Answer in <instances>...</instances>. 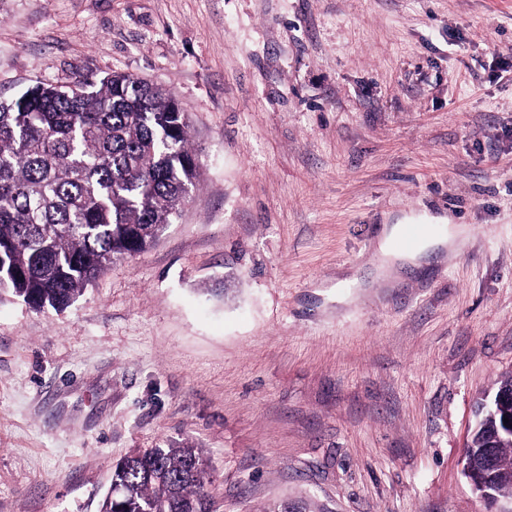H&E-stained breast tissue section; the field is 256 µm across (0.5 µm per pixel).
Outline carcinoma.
Returning <instances> with one entry per match:
<instances>
[{
    "label": "carcinoma",
    "instance_id": "carcinoma-1",
    "mask_svg": "<svg viewBox=\"0 0 512 512\" xmlns=\"http://www.w3.org/2000/svg\"><path fill=\"white\" fill-rule=\"evenodd\" d=\"M85 94L40 84L0 108V290L34 309H64L116 259L153 245L199 177L188 124L171 95L131 75ZM498 420L488 403L466 460L476 463ZM487 481L512 497V440ZM196 448H153L112 470L101 512H214Z\"/></svg>",
    "mask_w": 512,
    "mask_h": 512
}]
</instances>
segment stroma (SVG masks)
<instances>
[{"mask_svg": "<svg viewBox=\"0 0 512 512\" xmlns=\"http://www.w3.org/2000/svg\"><path fill=\"white\" fill-rule=\"evenodd\" d=\"M125 73L200 178L63 311L0 292V512L191 446L217 512H512L463 472L512 372V0H0V100ZM457 243L374 287L382 225ZM497 420L498 415L496 412V406L490 400L481 413V416L475 426V428L477 427V430L474 428V433L469 439L470 446L465 450V462L469 461L471 463H478L483 452V448H481V446L484 442H487V435L491 434Z\"/></svg>", "mask_w": 512, "mask_h": 512, "instance_id": "35a3bbf8", "label": "stroma"}]
</instances>
